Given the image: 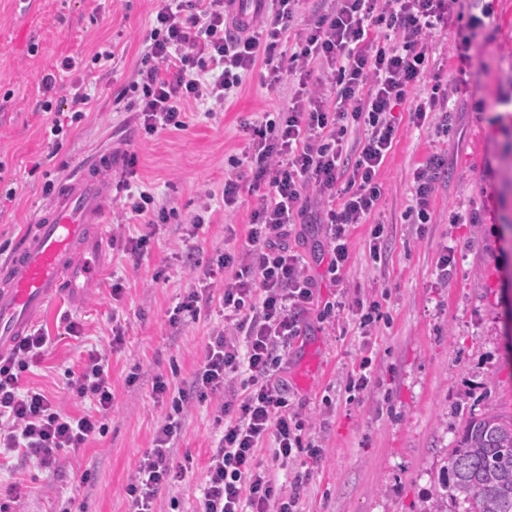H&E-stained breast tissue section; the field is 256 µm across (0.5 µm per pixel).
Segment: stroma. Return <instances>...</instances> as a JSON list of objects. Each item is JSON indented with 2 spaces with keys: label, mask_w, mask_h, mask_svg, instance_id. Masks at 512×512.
I'll list each match as a JSON object with an SVG mask.
<instances>
[{
  "label": "stroma",
  "mask_w": 512,
  "mask_h": 512,
  "mask_svg": "<svg viewBox=\"0 0 512 512\" xmlns=\"http://www.w3.org/2000/svg\"><path fill=\"white\" fill-rule=\"evenodd\" d=\"M157 0H0V261L17 245L37 210L50 200L45 183L60 184L74 164L109 143L120 157L113 184L144 191L155 208L171 210L154 229L116 224V245L104 249L96 274L79 302L63 299L38 320L50 344L44 356L22 373L23 388L42 390L71 412L90 409L68 390L70 372L88 351L108 358L114 400L108 430L54 470L35 461L0 462V483H20L18 512H128L125 487L171 409L172 396L191 398L171 446L181 476L162 486L157 512H197L203 467L222 435L214 420L220 398L192 395V380L213 333L224 325L214 296L221 279L207 280L224 252L241 249L256 194L241 187L234 207L224 205V181L249 171L250 133L245 123L265 121L281 111L292 78L263 83L260 71L246 76L228 107L193 110L184 130L145 137L135 113L117 96L141 58L143 39ZM491 16L474 41L468 63L455 42L470 15ZM431 69L414 93L428 97L433 86L448 91L447 112L432 113L418 127L408 106L398 107L397 138L380 179L384 194L373 216L384 224L382 259L369 252L371 227L356 225L350 235V262L343 285L328 272L327 242L314 214L298 218L290 245L317 285L320 303L306 314L304 334L282 362L285 396L301 415L304 443L319 445L320 462L306 454L279 467L284 487L303 475L300 512H416L429 487V471L450 445L461 419L495 407L512 411V365L503 357L512 347V184L504 181L512 160V0H465L447 24L429 37ZM109 49L111 65L101 69L93 55ZM79 56L85 66L73 81L94 97L91 112L53 139L51 116L39 104L41 79L63 57ZM445 158L430 198L428 224L409 223L413 174L433 154ZM135 167H128L129 156ZM466 223H456V215ZM151 234L142 257L125 245ZM456 253L447 278L438 275L445 248ZM195 265H187V253ZM123 291L113 296V281ZM380 301L381 315L370 336L361 335L347 311L324 314L323 302ZM198 315L173 309L190 293ZM82 325L67 335V319ZM120 324L121 343L112 326ZM369 361L371 383L346 390L347 378ZM163 378L169 394L153 390ZM90 481H83L84 472Z\"/></svg>",
  "instance_id": "1"
}]
</instances>
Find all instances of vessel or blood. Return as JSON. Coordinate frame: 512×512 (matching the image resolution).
Listing matches in <instances>:
<instances>
[{
    "mask_svg": "<svg viewBox=\"0 0 512 512\" xmlns=\"http://www.w3.org/2000/svg\"><path fill=\"white\" fill-rule=\"evenodd\" d=\"M116 163L109 147L82 161L0 263V356L48 307L88 286L90 258L111 238L108 201Z\"/></svg>",
    "mask_w": 512,
    "mask_h": 512,
    "instance_id": "obj_1",
    "label": "vessel or blood"
}]
</instances>
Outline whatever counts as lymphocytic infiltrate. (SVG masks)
<instances>
[{
  "label": "lymphocytic infiltrate",
  "instance_id": "1",
  "mask_svg": "<svg viewBox=\"0 0 512 512\" xmlns=\"http://www.w3.org/2000/svg\"><path fill=\"white\" fill-rule=\"evenodd\" d=\"M457 2L329 0L297 30L301 0H268L245 30L229 19L233 0H158L129 84L146 134L186 129L192 107L228 100L256 67L266 69L270 83L287 75L298 81L291 105L252 129L249 188L260 198L250 216L248 255L228 251L217 263L225 276L221 304L239 338L212 336L193 385L204 395L223 390L233 374L247 375L248 383L242 397L221 408L229 421L206 464L199 512H296L297 497L284 496L273 469L256 456L267 438L285 460L300 448L312 460L322 456L321 448L303 446L302 420L271 382L314 301V284L288 246V231L314 211L326 229L328 269L341 277L350 260L349 230L367 223L383 193L379 171L397 134L393 111L424 82L428 37ZM290 36L298 49L287 56L282 45ZM315 65L321 87L312 90ZM353 127L364 137L348 151L344 142ZM49 342L34 329L0 358V449L46 469L103 434L112 407L106 360L94 350L69 382L76 398L91 400V410L74 415L41 391L20 388L21 372ZM184 403L173 399L172 416L126 486L130 512H155L156 492L174 473L169 443Z\"/></svg>",
  "mask_w": 512,
  "mask_h": 512
}]
</instances>
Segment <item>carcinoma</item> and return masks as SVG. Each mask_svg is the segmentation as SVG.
Listing matches in <instances>:
<instances>
[{"label": "carcinoma", "instance_id": "carcinoma-1", "mask_svg": "<svg viewBox=\"0 0 512 512\" xmlns=\"http://www.w3.org/2000/svg\"><path fill=\"white\" fill-rule=\"evenodd\" d=\"M417 512H512V414H471L430 470Z\"/></svg>", "mask_w": 512, "mask_h": 512}]
</instances>
